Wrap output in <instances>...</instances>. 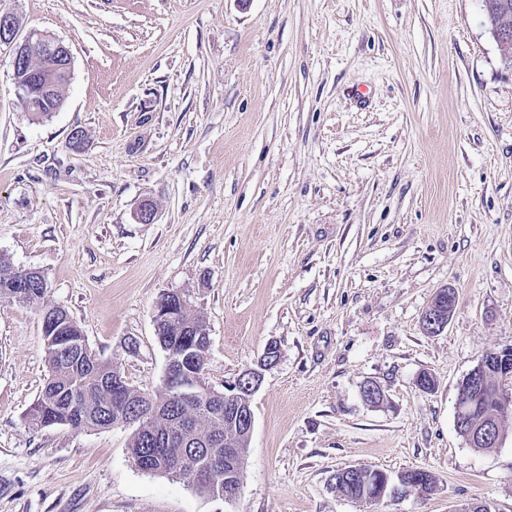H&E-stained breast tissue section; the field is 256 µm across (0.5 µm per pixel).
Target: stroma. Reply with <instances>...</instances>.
Here are the masks:
<instances>
[{
	"label": "stroma",
	"mask_w": 512,
	"mask_h": 512,
	"mask_svg": "<svg viewBox=\"0 0 512 512\" xmlns=\"http://www.w3.org/2000/svg\"><path fill=\"white\" fill-rule=\"evenodd\" d=\"M1 10L63 39L73 74L36 117L0 48V253L42 271L47 303L143 392L165 371L153 312L168 292L207 323L215 389L268 344L279 359L228 501L138 470L131 428L29 429L49 374L41 314L0 300V512H512V418L495 448L455 427L461 380L512 345V70L481 0ZM145 202L154 223L135 218ZM441 288L455 311L430 335ZM348 466L421 468L437 488L366 504L333 485Z\"/></svg>",
	"instance_id": "1"
}]
</instances>
